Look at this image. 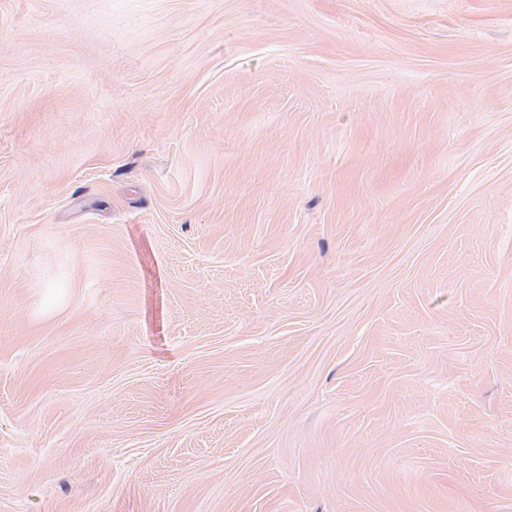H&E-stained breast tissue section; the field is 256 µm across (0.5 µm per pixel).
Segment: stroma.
Wrapping results in <instances>:
<instances>
[{
	"instance_id": "obj_1",
	"label": "stroma",
	"mask_w": 512,
	"mask_h": 512,
	"mask_svg": "<svg viewBox=\"0 0 512 512\" xmlns=\"http://www.w3.org/2000/svg\"><path fill=\"white\" fill-rule=\"evenodd\" d=\"M0 512H512V0H0Z\"/></svg>"
}]
</instances>
